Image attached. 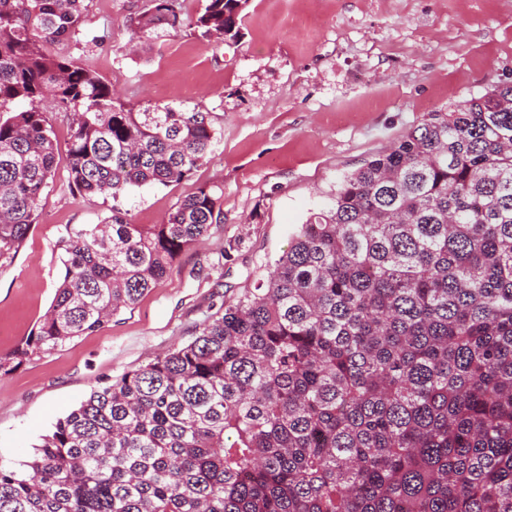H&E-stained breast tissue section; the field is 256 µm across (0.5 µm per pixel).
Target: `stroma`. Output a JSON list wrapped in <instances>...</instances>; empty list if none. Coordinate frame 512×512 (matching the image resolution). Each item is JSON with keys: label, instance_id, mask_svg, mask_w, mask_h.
<instances>
[{"label": "stroma", "instance_id": "35a3bbf8", "mask_svg": "<svg viewBox=\"0 0 512 512\" xmlns=\"http://www.w3.org/2000/svg\"><path fill=\"white\" fill-rule=\"evenodd\" d=\"M139 3L90 0L70 52L126 106L209 113L214 147L192 179L116 200L74 195L58 168L19 252L0 263V355L48 310L68 232L116 208L132 223H159L202 186L220 196L224 219L133 308L0 375L6 468L30 459L92 389L189 342L266 277L344 175L428 113L512 73V0H248L241 37L219 45L189 28L130 42L125 21Z\"/></svg>", "mask_w": 512, "mask_h": 512}]
</instances>
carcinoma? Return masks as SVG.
Listing matches in <instances>:
<instances>
[{
    "label": "carcinoma",
    "instance_id": "cac0c4a2",
    "mask_svg": "<svg viewBox=\"0 0 512 512\" xmlns=\"http://www.w3.org/2000/svg\"><path fill=\"white\" fill-rule=\"evenodd\" d=\"M247 2L206 0L186 21L182 0H144L126 31L234 41ZM87 10L0 0V262L60 165L72 191L116 199L188 179L214 144L209 113L128 108L48 52ZM48 91L73 111L64 150ZM221 214L202 187L159 224L114 208L62 238L52 304L0 372L133 308ZM0 512H512V79L344 176L267 279L0 466Z\"/></svg>",
    "mask_w": 512,
    "mask_h": 512
}]
</instances>
